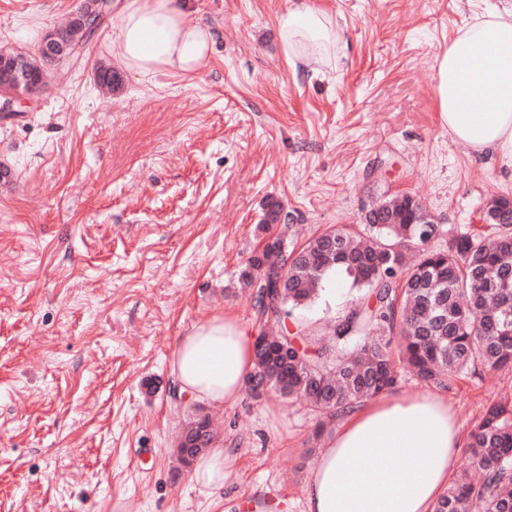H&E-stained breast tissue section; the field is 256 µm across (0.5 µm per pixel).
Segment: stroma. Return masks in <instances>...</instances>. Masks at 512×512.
I'll list each match as a JSON object with an SVG mask.
<instances>
[{
  "mask_svg": "<svg viewBox=\"0 0 512 512\" xmlns=\"http://www.w3.org/2000/svg\"><path fill=\"white\" fill-rule=\"evenodd\" d=\"M80 0H0V46L35 52ZM327 10L335 63L290 65L276 16ZM214 51L193 74L139 80L105 22L66 79L0 119V512H305L321 419L305 402L179 394L182 336L230 314L273 328L237 277L280 203L294 246L383 192L410 194L440 227L480 225L512 198V164L442 126L434 60L472 16L512 0H191ZM114 82H96L98 66ZM324 286L289 330L324 337L360 300ZM512 394V370L458 378L463 432ZM202 409L236 461L219 495L173 454Z\"/></svg>",
  "mask_w": 512,
  "mask_h": 512,
  "instance_id": "obj_1",
  "label": "stroma"
}]
</instances>
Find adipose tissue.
Returning <instances> with one entry per match:
<instances>
[{"instance_id": "adipose-tissue-1", "label": "adipose tissue", "mask_w": 512, "mask_h": 512, "mask_svg": "<svg viewBox=\"0 0 512 512\" xmlns=\"http://www.w3.org/2000/svg\"><path fill=\"white\" fill-rule=\"evenodd\" d=\"M116 17L112 44L139 78L194 72L212 49L210 26L191 18L186 0H122ZM276 23L292 64L334 58L342 40L322 9H289ZM433 69L436 110L452 138L512 161V12L475 16ZM170 366L194 399L233 402L254 371V340L235 317L216 316L181 339ZM463 445L443 397L370 399L343 417L317 457L305 487L307 512H433Z\"/></svg>"}]
</instances>
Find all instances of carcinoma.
<instances>
[{
  "instance_id": "cac0c4a2",
  "label": "carcinoma",
  "mask_w": 512,
  "mask_h": 512,
  "mask_svg": "<svg viewBox=\"0 0 512 512\" xmlns=\"http://www.w3.org/2000/svg\"><path fill=\"white\" fill-rule=\"evenodd\" d=\"M422 212L412 196L385 192L368 205L372 222L341 225L298 250L281 233L239 273L263 315L307 307L332 272L368 292L328 339L284 330L255 355L253 389L305 399L325 415L318 439L333 418L391 391L398 363L442 387L457 376L512 367V213L489 217L481 228L450 225L448 249L431 251L421 242L423 225L413 223ZM282 276L288 286L279 290ZM467 455L478 477L462 473L435 512H512V397L484 408Z\"/></svg>"
}]
</instances>
